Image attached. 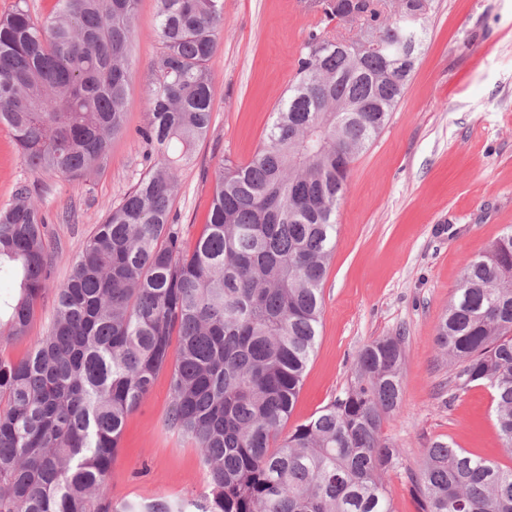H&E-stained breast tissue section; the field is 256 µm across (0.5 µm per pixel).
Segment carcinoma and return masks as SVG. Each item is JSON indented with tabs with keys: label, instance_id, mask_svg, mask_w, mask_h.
<instances>
[{
	"label": "carcinoma",
	"instance_id": "1",
	"mask_svg": "<svg viewBox=\"0 0 512 512\" xmlns=\"http://www.w3.org/2000/svg\"><path fill=\"white\" fill-rule=\"evenodd\" d=\"M157 2L164 50L139 131L154 164L95 225L46 334L19 360L0 356V512H393L384 476L400 454L381 425L401 406L404 337L364 345L343 395L282 431L315 350L339 200L404 94L414 64L398 49L420 0H395L385 17L359 0L356 37L309 35L263 143L215 166L191 246L173 213L176 174L211 124L224 0ZM137 5L56 0L39 20L18 0L0 19V125L33 173L80 179L124 132ZM375 31L381 49L356 54ZM45 227L19 186L0 211V273L19 281L0 299L1 343L28 335L52 264ZM435 344L458 367L448 401L491 389L512 458V230L464 262ZM168 367L167 425L200 449L207 491L114 502L124 425ZM410 478L422 512H512V467L449 443H432Z\"/></svg>",
	"mask_w": 512,
	"mask_h": 512
}]
</instances>
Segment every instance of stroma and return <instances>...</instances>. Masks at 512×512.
I'll list each match as a JSON object with an SVG mask.
<instances>
[{
  "mask_svg": "<svg viewBox=\"0 0 512 512\" xmlns=\"http://www.w3.org/2000/svg\"><path fill=\"white\" fill-rule=\"evenodd\" d=\"M155 18L156 0H138L126 129L111 140L106 166L70 181L32 174L0 125V209L9 207L17 186L29 185L46 217L52 256L27 338L1 345L2 355L22 358L47 331L74 257L108 207L152 165L138 130L156 79L151 62L163 49ZM426 18L404 95L354 162L340 201L319 336L286 424L294 429L343 393L365 344L404 336L401 408L381 427L401 458L385 477L394 512H419L408 475L434 441L512 461L501 449L487 387H470L453 401L441 394L457 367L434 343L464 260L512 227V0H431ZM321 27L304 0H224L221 44L208 63L210 129L179 171L173 201L187 242L203 230L215 162L247 161L263 142L309 34ZM169 406L165 370L126 421L112 465L113 501H177L205 491L200 452L168 426Z\"/></svg>",
  "mask_w": 512,
  "mask_h": 512,
  "instance_id": "obj_1",
  "label": "stroma"
}]
</instances>
